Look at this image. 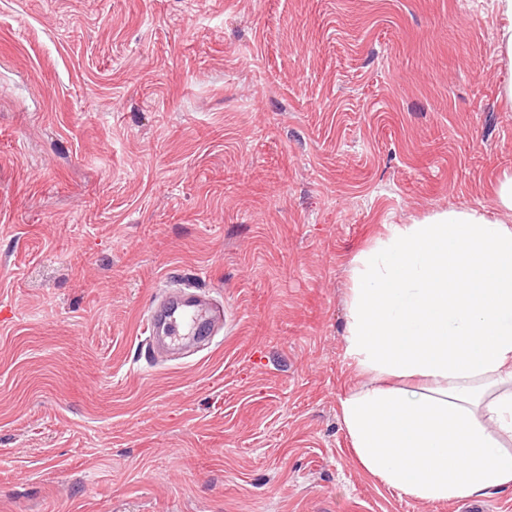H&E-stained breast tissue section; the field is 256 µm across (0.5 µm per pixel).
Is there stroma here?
Returning a JSON list of instances; mask_svg holds the SVG:
<instances>
[{
	"label": "stroma",
	"instance_id": "stroma-1",
	"mask_svg": "<svg viewBox=\"0 0 512 512\" xmlns=\"http://www.w3.org/2000/svg\"><path fill=\"white\" fill-rule=\"evenodd\" d=\"M493 0H0V512H512L398 495L339 397L351 262L497 213ZM224 307L154 353L156 294Z\"/></svg>",
	"mask_w": 512,
	"mask_h": 512
}]
</instances>
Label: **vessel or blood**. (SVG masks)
Returning <instances> with one entry per match:
<instances>
[{
	"instance_id": "b4317fda",
	"label": "vessel or blood",
	"mask_w": 512,
	"mask_h": 512,
	"mask_svg": "<svg viewBox=\"0 0 512 512\" xmlns=\"http://www.w3.org/2000/svg\"><path fill=\"white\" fill-rule=\"evenodd\" d=\"M223 323L224 310L217 303L171 289L147 315L145 331L156 347L180 350L192 339L216 334Z\"/></svg>"
}]
</instances>
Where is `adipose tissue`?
<instances>
[{
  "instance_id": "ef3b65f1",
  "label": "adipose tissue",
  "mask_w": 512,
  "mask_h": 512,
  "mask_svg": "<svg viewBox=\"0 0 512 512\" xmlns=\"http://www.w3.org/2000/svg\"><path fill=\"white\" fill-rule=\"evenodd\" d=\"M351 278L354 459L427 503L512 489V225L477 209L397 225Z\"/></svg>"
}]
</instances>
